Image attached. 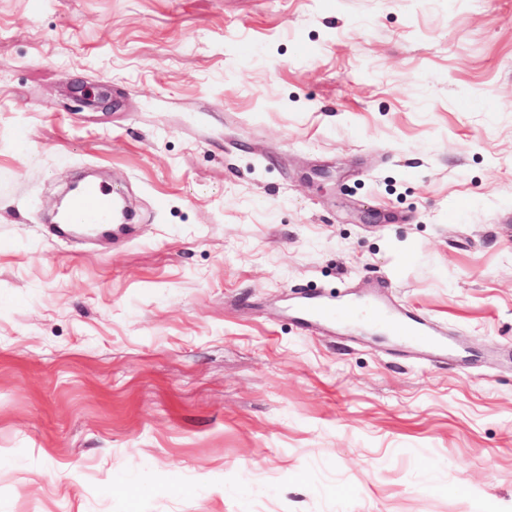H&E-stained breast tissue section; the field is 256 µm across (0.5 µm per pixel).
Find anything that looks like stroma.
Instances as JSON below:
<instances>
[{"mask_svg":"<svg viewBox=\"0 0 512 512\" xmlns=\"http://www.w3.org/2000/svg\"><path fill=\"white\" fill-rule=\"evenodd\" d=\"M0 512H512V0H0ZM80 189L78 184L69 190L75 194ZM72 194V195H73ZM112 188L103 183L89 182L82 186L73 197L69 211L64 216L66 224L57 226L61 233L76 232L72 224H106L109 222L112 204ZM319 295H307L302 298L296 313L300 322L307 328L328 323L336 315V309L326 306ZM390 317L395 331L399 336H403L408 341L417 339L418 344L424 347H430L433 343L428 339L427 336H432L430 330L427 328V324L424 319L411 313L404 312L395 316Z\"/></svg>","mask_w":512,"mask_h":512,"instance_id":"obj_1","label":"stroma"}]
</instances>
